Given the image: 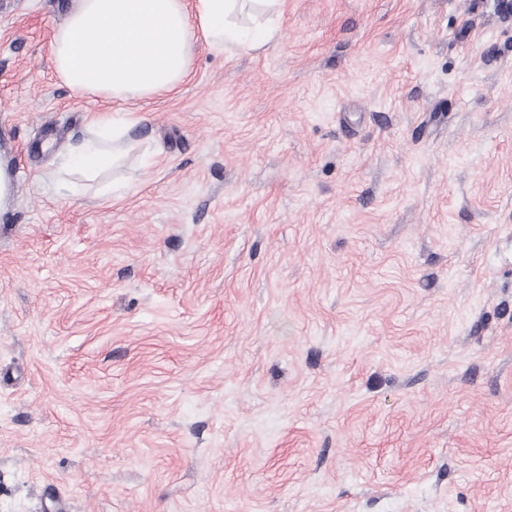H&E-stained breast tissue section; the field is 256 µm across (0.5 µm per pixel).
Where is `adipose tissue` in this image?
I'll use <instances>...</instances> for the list:
<instances>
[{
	"label": "adipose tissue",
	"mask_w": 512,
	"mask_h": 512,
	"mask_svg": "<svg viewBox=\"0 0 512 512\" xmlns=\"http://www.w3.org/2000/svg\"><path fill=\"white\" fill-rule=\"evenodd\" d=\"M279 9L280 0H73L53 35L55 69L77 95L148 98L183 82L196 39L218 52L260 48L279 30ZM140 122L132 112L118 121L98 118L64 172L95 176L114 167Z\"/></svg>",
	"instance_id": "adipose-tissue-1"
}]
</instances>
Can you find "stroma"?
<instances>
[{"instance_id":"obj_1","label":"stroma","mask_w":512,"mask_h":512,"mask_svg":"<svg viewBox=\"0 0 512 512\" xmlns=\"http://www.w3.org/2000/svg\"><path fill=\"white\" fill-rule=\"evenodd\" d=\"M71 2L0 0V512H512V7L284 0L124 104ZM142 117L128 111L120 121L101 117L89 127V137L62 167V173L79 171L96 176L113 168L122 158L126 147L132 144L130 131L139 125Z\"/></svg>"}]
</instances>
